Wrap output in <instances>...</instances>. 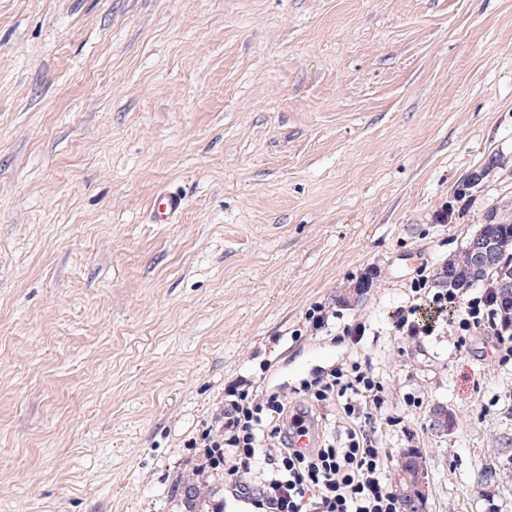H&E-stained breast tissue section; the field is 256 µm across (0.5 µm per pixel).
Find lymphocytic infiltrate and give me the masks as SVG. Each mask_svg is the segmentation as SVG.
Returning a JSON list of instances; mask_svg holds the SVG:
<instances>
[{
	"label": "lymphocytic infiltrate",
	"instance_id": "lymphocytic-infiltrate-1",
	"mask_svg": "<svg viewBox=\"0 0 512 512\" xmlns=\"http://www.w3.org/2000/svg\"><path fill=\"white\" fill-rule=\"evenodd\" d=\"M413 291L425 303L403 312L408 336L433 333L432 320L419 316L425 307L448 315L457 349L486 335L496 363H512V318L504 314L494 288L468 295H429L419 285ZM296 394L301 403L292 407L277 392L258 394L246 384L231 385L215 427L191 441L201 470L222 476L225 488L254 512H402L385 476L390 457L376 439L379 422L398 424L402 418L388 414L384 384L369 363L349 359L303 381ZM320 407L338 410L346 421L343 434L295 447L296 436L318 429Z\"/></svg>",
	"mask_w": 512,
	"mask_h": 512
}]
</instances>
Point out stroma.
I'll list each match as a JSON object with an SVG mask.
<instances>
[{"label":"stroma","mask_w":512,"mask_h":512,"mask_svg":"<svg viewBox=\"0 0 512 512\" xmlns=\"http://www.w3.org/2000/svg\"><path fill=\"white\" fill-rule=\"evenodd\" d=\"M510 204L512 0H0V512H250L188 446L225 385L353 356L425 512H512V364L400 323Z\"/></svg>","instance_id":"obj_1"}]
</instances>
